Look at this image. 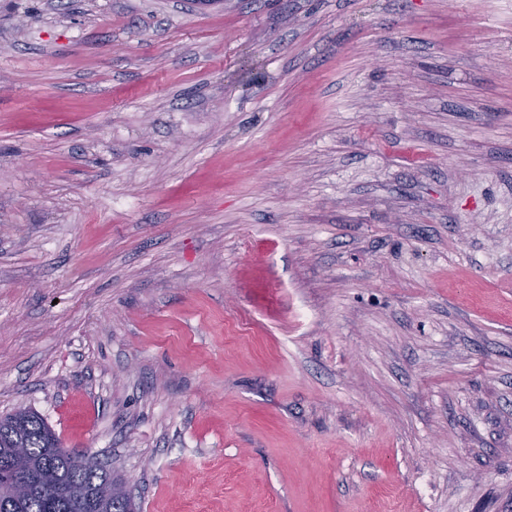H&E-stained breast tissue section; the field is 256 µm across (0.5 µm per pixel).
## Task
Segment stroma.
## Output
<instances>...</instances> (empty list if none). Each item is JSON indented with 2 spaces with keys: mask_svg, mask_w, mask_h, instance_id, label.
<instances>
[{
  "mask_svg": "<svg viewBox=\"0 0 512 512\" xmlns=\"http://www.w3.org/2000/svg\"><path fill=\"white\" fill-rule=\"evenodd\" d=\"M140 512H512V0H0V416Z\"/></svg>",
  "mask_w": 512,
  "mask_h": 512,
  "instance_id": "obj_1",
  "label": "stroma"
}]
</instances>
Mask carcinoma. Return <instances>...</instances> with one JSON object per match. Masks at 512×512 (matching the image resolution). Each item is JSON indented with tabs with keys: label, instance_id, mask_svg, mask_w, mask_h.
<instances>
[{
	"label": "carcinoma",
	"instance_id": "cac0c4a2",
	"mask_svg": "<svg viewBox=\"0 0 512 512\" xmlns=\"http://www.w3.org/2000/svg\"><path fill=\"white\" fill-rule=\"evenodd\" d=\"M55 432L32 411L0 418V512H134L128 497L102 492L122 483L103 464L58 447ZM27 449L19 460L14 449Z\"/></svg>",
	"mask_w": 512,
	"mask_h": 512
}]
</instances>
